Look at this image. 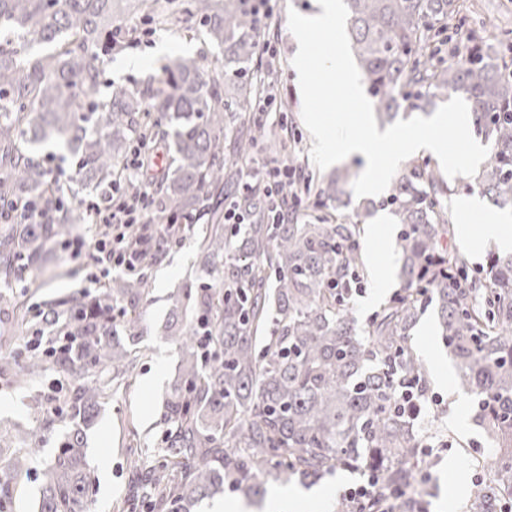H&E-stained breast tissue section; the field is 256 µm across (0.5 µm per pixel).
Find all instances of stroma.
<instances>
[{
    "mask_svg": "<svg viewBox=\"0 0 512 512\" xmlns=\"http://www.w3.org/2000/svg\"><path fill=\"white\" fill-rule=\"evenodd\" d=\"M277 18L271 26L262 28L257 36L256 55L261 62L275 60L277 81L274 93L286 108L276 116L262 120L265 136L252 150V167L259 168L277 158L274 143L287 140L294 164L313 179H320L321 172L312 162L309 151L313 139L302 117V101L295 81L292 59L297 51V41L288 28V12L296 10L307 14L315 9L316 0H270ZM460 11L450 21L449 32L465 31L475 27L477 20L498 17L501 26L512 27V0H459ZM194 36H187L177 22L160 26L140 24L137 42L128 44L112 56L99 57L102 71V96H109L113 87L136 86L146 88L157 84L165 67L179 57H192L202 72H211L223 59V51L209 43L202 23H195ZM168 42V55L158 57L154 51L161 42ZM130 58L142 59L137 68L125 67ZM44 165L61 170L68 180L71 194L69 205L81 220L75 233L67 239L50 243L46 267H29L21 278L10 280L6 291L13 294L18 308L10 314L14 328L8 339H0V357L4 358L18 347L23 338L35 335L34 313L45 304L79 293L95 294L97 284L90 277L94 266L73 259L71 244L80 242L92 248L100 234L98 226L90 224L83 215L86 202L102 192L100 184L82 179L76 173L72 157L64 143L49 142L35 148ZM205 231L196 224L185 229L180 242L170 246L153 264L142 265L140 272L147 284V293L139 307L142 314L143 339L128 375L115 382V392L102 400L100 414L88 432V462L91 471H98L101 459L111 465L108 487H97L94 512H132V502L137 491V471L133 458L151 462L158 448L164 426L161 422L163 400L178 373L180 354L174 344L164 336L162 325L168 312L170 294L183 283L202 277L197 266L198 249ZM434 305H426L418 317V324L410 332L409 343L424 364L430 381L431 393L439 399L431 413L417 419L415 428L423 444L438 446L430 481L421 501L425 512H451L448 499L449 464L467 481L469 494L484 490L489 483L486 473L466 464L465 455L486 457L493 447L474 419L475 408L470 395L459 389L455 381L441 382L442 368L451 365L452 358L441 337L426 336L423 324H436ZM160 372L161 380L155 387H147L146 379L152 372ZM62 382L64 389H71V382L63 381L61 374L47 370L43 376L20 380L0 375V425L28 426V405L33 398L48 395L49 386ZM465 419L464 428H457L456 419Z\"/></svg>",
    "mask_w": 512,
    "mask_h": 512,
    "instance_id": "35a3bbf8",
    "label": "stroma"
}]
</instances>
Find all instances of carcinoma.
<instances>
[{"label": "carcinoma", "mask_w": 512, "mask_h": 512, "mask_svg": "<svg viewBox=\"0 0 512 512\" xmlns=\"http://www.w3.org/2000/svg\"><path fill=\"white\" fill-rule=\"evenodd\" d=\"M123 2L148 22L200 18L208 40L224 49V72L206 79L196 60L178 58L158 87L117 86L101 98L92 60L133 40L112 25ZM344 2L378 119L390 122L403 106L424 110L450 94L463 98L491 146L480 192L512 208V59L485 54L474 31L460 35L454 62L442 56L457 0ZM3 28L29 40L0 43V278L20 274L74 223L63 202L67 186L29 153L36 144L65 142L80 154L78 171L100 182L124 176L141 138L169 150L168 170L145 171L155 176L167 224L147 263L180 240L184 225H210L200 256L211 282L187 283L171 296L166 332L180 365L163 405L162 447L142 475L146 512H196L226 487L251 498L271 479L286 485L339 469L375 471L398 492L399 512H420L414 487L427 476L423 445L395 402L407 388L430 392L407 343L427 301L437 308L459 386L494 445L491 461H477L493 485L475 495L470 512H504L495 486L512 483V257L494 254L469 276L449 246L451 188L430 161L408 160L382 201L402 227V288L361 326L348 306L363 267L360 225L296 209L281 218L261 179L244 182L262 133L251 102L263 90L250 77L261 23L247 0H0ZM351 176L343 168L324 177L317 205H344ZM16 202L37 204L41 223L22 222ZM227 208L244 217L228 234ZM145 293L144 279L128 274L88 300L47 304L37 322L50 346L21 366L0 359V375L34 378L50 362L75 382L61 406L34 400L29 428L0 432V448H18L0 456V512H14V478L47 442L51 415L63 413L71 427L41 469L37 512H91L87 431L107 396L101 376L125 373L136 353Z\"/></svg>", "instance_id": "obj_1"}]
</instances>
